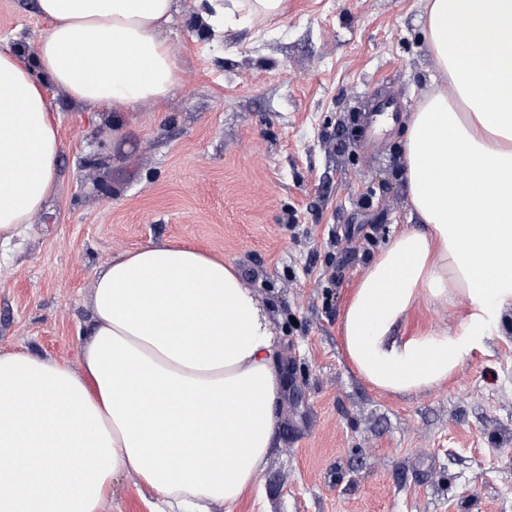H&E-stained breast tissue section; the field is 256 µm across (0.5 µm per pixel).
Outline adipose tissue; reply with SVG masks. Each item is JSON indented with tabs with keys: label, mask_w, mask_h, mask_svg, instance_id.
I'll return each instance as SVG.
<instances>
[{
	"label": "adipose tissue",
	"mask_w": 512,
	"mask_h": 512,
	"mask_svg": "<svg viewBox=\"0 0 512 512\" xmlns=\"http://www.w3.org/2000/svg\"><path fill=\"white\" fill-rule=\"evenodd\" d=\"M288 0H224L210 22L281 17ZM33 51L0 50V243L53 194L60 139L44 87L120 127L164 102L174 0H37ZM436 75L399 158L410 224L379 250L342 315L344 351L373 387L442 384L512 307V0H425ZM422 300L469 313L462 331L395 329ZM82 369L0 354V512H99L137 477L170 512H232L274 446L279 343L240 274L180 244L121 252L98 273Z\"/></svg>",
	"instance_id": "adipose-tissue-1"
}]
</instances>
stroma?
Here are the masks:
<instances>
[{
  "label": "stroma",
  "instance_id": "stroma-1",
  "mask_svg": "<svg viewBox=\"0 0 512 512\" xmlns=\"http://www.w3.org/2000/svg\"><path fill=\"white\" fill-rule=\"evenodd\" d=\"M177 0L163 37L178 82L162 105L105 113L47 86L59 122L56 192L0 245V352L79 368L97 271L179 243L223 257L268 314L282 383L274 448L235 512H512V309L448 382L379 392L349 364L341 318L407 222L404 130L434 72L424 0H288L286 16L205 29ZM36 0H0V48L33 49ZM395 110L373 142L377 100ZM465 302L423 300L397 332L461 330ZM119 476L101 512H150Z\"/></svg>",
  "mask_w": 512,
  "mask_h": 512
}]
</instances>
